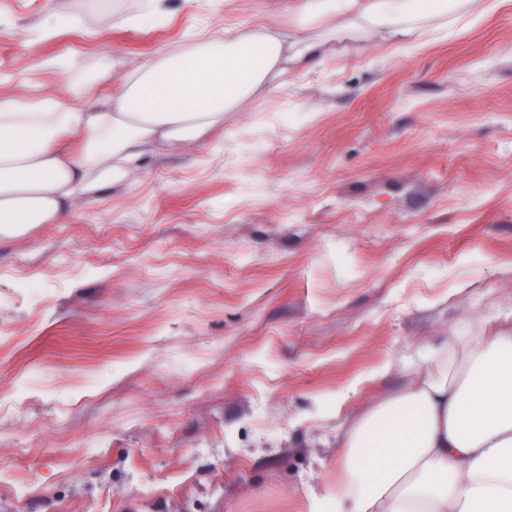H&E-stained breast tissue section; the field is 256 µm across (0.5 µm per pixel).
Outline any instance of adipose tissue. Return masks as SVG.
<instances>
[{
	"mask_svg": "<svg viewBox=\"0 0 512 512\" xmlns=\"http://www.w3.org/2000/svg\"><path fill=\"white\" fill-rule=\"evenodd\" d=\"M298 15H347L393 36L448 0H289ZM188 52L145 63L105 55L95 81L106 99L68 93L36 102L0 98V233L64 224L78 202L128 181L148 155L202 145L224 114L249 105L319 47L270 32L231 39L199 31ZM469 366L449 376L448 346L419 350L396 396L364 411L348 431L344 476L312 512H512V331L466 337Z\"/></svg>",
	"mask_w": 512,
	"mask_h": 512,
	"instance_id": "adipose-tissue-1",
	"label": "adipose tissue"
}]
</instances>
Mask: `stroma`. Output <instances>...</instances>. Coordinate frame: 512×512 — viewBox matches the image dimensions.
Listing matches in <instances>:
<instances>
[{
  "label": "stroma",
  "instance_id": "obj_1",
  "mask_svg": "<svg viewBox=\"0 0 512 512\" xmlns=\"http://www.w3.org/2000/svg\"><path fill=\"white\" fill-rule=\"evenodd\" d=\"M62 2L48 36L53 0H0L1 90L94 95L103 53L204 27L323 51L208 146L0 235V512H310L419 349L512 322V0L405 41L280 0Z\"/></svg>",
  "mask_w": 512,
  "mask_h": 512
}]
</instances>
